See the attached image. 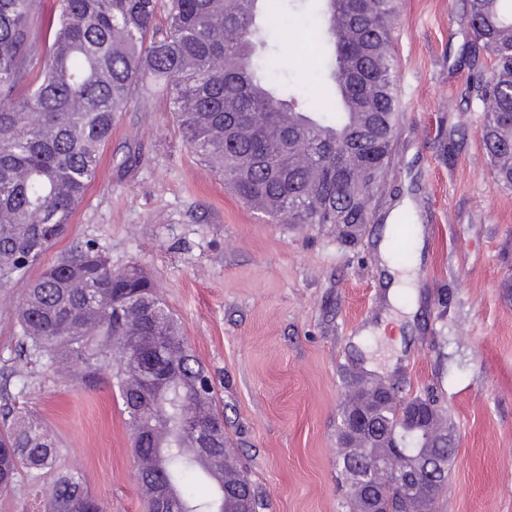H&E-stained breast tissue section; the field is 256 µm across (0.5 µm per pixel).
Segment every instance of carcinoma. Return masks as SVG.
Listing matches in <instances>:
<instances>
[{
  "mask_svg": "<svg viewBox=\"0 0 512 512\" xmlns=\"http://www.w3.org/2000/svg\"><path fill=\"white\" fill-rule=\"evenodd\" d=\"M165 23L157 25L159 2ZM269 0H0V288H27L16 311L15 376L81 366L82 384L103 377L117 389L134 439L135 476L146 512H266L268 499L240 471L224 468V411L212 380L181 324L139 265L112 269L109 249L76 242L43 263L65 239L70 217L94 179L99 151L133 90L148 79L167 84L186 143L235 194L272 223L332 224L357 238L372 218L398 131L392 80V30L398 0H324L332 54L321 80L333 97L317 108L278 77L270 49ZM465 0L479 54L493 59L465 96L482 104V131L495 184L512 187V6ZM51 43L39 56L37 33ZM27 94L17 96L19 87ZM39 275L28 279L30 271ZM154 347V368L136 355ZM389 382L350 380L339 430L353 512L371 497L381 512H436L454 449L447 412L430 398L421 419L402 401L382 404ZM407 438L405 467L414 478L386 476ZM58 442L34 411L0 388V494L40 498L38 512H107L82 474L58 468ZM369 457L381 464L368 469ZM51 475L49 489L41 480Z\"/></svg>",
  "mask_w": 512,
  "mask_h": 512,
  "instance_id": "obj_1",
  "label": "carcinoma"
}]
</instances>
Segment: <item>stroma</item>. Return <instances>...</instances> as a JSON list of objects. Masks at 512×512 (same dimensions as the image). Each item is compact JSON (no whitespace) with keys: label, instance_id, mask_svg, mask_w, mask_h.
Here are the masks:
<instances>
[{"label":"stroma","instance_id":"stroma-1","mask_svg":"<svg viewBox=\"0 0 512 512\" xmlns=\"http://www.w3.org/2000/svg\"><path fill=\"white\" fill-rule=\"evenodd\" d=\"M281 79L313 78L324 46L314 0H278ZM464 0H401L391 46L400 126L385 194L351 244L330 225L272 224L188 148L163 86L135 91L100 151L68 239L136 263L179 318L224 403L236 459L269 512H349L337 462L343 378L432 392L455 426L440 512H512V189L496 186L485 114L462 101L471 71ZM413 218L414 286L388 300L380 246ZM0 289V382L22 393L109 512H143L131 435L109 384L16 369L13 312ZM401 341L369 334L382 318Z\"/></svg>","mask_w":512,"mask_h":512}]
</instances>
